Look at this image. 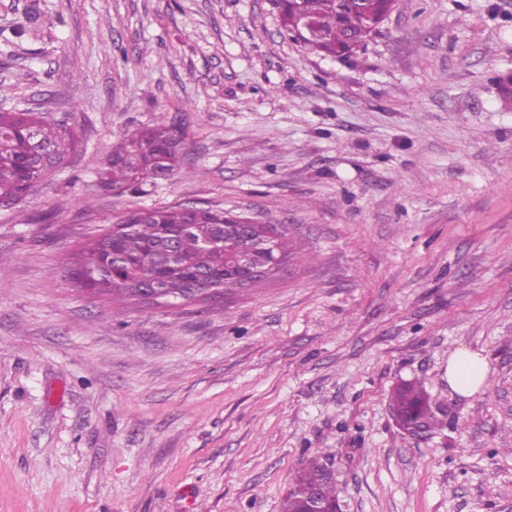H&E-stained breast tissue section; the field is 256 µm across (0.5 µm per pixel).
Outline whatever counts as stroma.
Returning <instances> with one entry per match:
<instances>
[{
  "label": "stroma",
  "instance_id": "35a3bbf8",
  "mask_svg": "<svg viewBox=\"0 0 512 512\" xmlns=\"http://www.w3.org/2000/svg\"><path fill=\"white\" fill-rule=\"evenodd\" d=\"M27 110L78 145L0 206V512H281L326 448L345 512H512V0H395L340 57L271 0H0V111ZM171 122V177L104 185L112 142ZM166 206L287 225L291 253L217 304L73 279ZM406 380L442 433L401 434ZM487 378L486 362L478 353L460 348L448 360V384L459 395H473Z\"/></svg>",
  "mask_w": 512,
  "mask_h": 512
}]
</instances>
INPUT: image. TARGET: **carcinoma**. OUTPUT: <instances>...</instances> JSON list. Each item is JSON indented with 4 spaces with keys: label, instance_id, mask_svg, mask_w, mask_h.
I'll list each match as a JSON object with an SVG mask.
<instances>
[{
    "label": "carcinoma",
    "instance_id": "cac0c4a2",
    "mask_svg": "<svg viewBox=\"0 0 512 512\" xmlns=\"http://www.w3.org/2000/svg\"><path fill=\"white\" fill-rule=\"evenodd\" d=\"M287 31L294 12L313 21L321 36L314 49L327 54L351 52L374 29L371 17L389 13L393 0H275ZM181 138L176 125H159L112 144L103 182L115 189L137 190L173 175L180 163ZM73 135L37 112H0V203L26 197L45 174L63 162ZM288 229L284 224H248L220 210L156 207L130 210L104 232L89 238L76 258L75 279L98 296L133 297L141 280L156 277L168 299L185 296L189 274L213 278L226 294L241 289L239 264L255 267L286 261ZM393 415L404 433L435 434L447 427V408L430 400L422 382L399 384L390 397ZM318 488L336 505L333 471L313 458L284 499L282 512H303L304 492Z\"/></svg>",
    "mask_w": 512,
    "mask_h": 512
}]
</instances>
